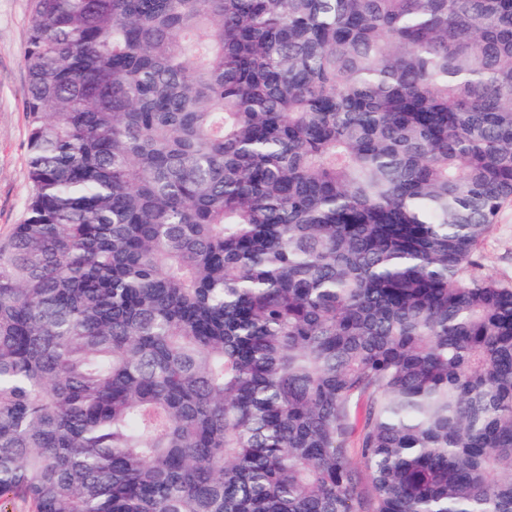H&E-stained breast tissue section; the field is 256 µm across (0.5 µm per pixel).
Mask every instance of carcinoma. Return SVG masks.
Listing matches in <instances>:
<instances>
[{"mask_svg": "<svg viewBox=\"0 0 512 512\" xmlns=\"http://www.w3.org/2000/svg\"><path fill=\"white\" fill-rule=\"evenodd\" d=\"M0 501L512 512V0H32ZM478 255L485 273L512 280V204L503 208L497 224L483 238Z\"/></svg>", "mask_w": 512, "mask_h": 512, "instance_id": "carcinoma-1", "label": "carcinoma"}]
</instances>
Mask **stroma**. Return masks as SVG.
Here are the masks:
<instances>
[{
    "label": "stroma",
    "mask_w": 512,
    "mask_h": 512,
    "mask_svg": "<svg viewBox=\"0 0 512 512\" xmlns=\"http://www.w3.org/2000/svg\"><path fill=\"white\" fill-rule=\"evenodd\" d=\"M31 21L30 0H0V240L25 215L27 179V76L23 57ZM478 255L485 273L512 280V204L483 238Z\"/></svg>",
    "instance_id": "1"
}]
</instances>
